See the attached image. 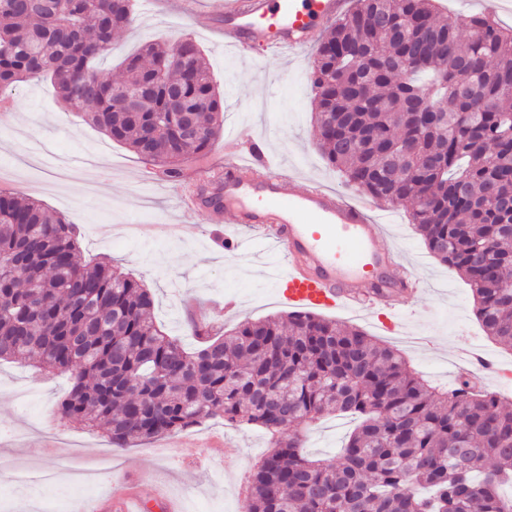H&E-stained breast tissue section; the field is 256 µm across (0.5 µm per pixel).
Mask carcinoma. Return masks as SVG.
I'll return each instance as SVG.
<instances>
[{"mask_svg": "<svg viewBox=\"0 0 512 512\" xmlns=\"http://www.w3.org/2000/svg\"><path fill=\"white\" fill-rule=\"evenodd\" d=\"M131 0H0V92L49 78L66 107L170 177L218 137L224 97L191 40L145 45L114 83L97 65ZM316 144L347 185L403 208L470 286L487 336L512 348V28L441 17L433 0H357L307 75ZM196 134L182 133V111ZM149 289L82 262L77 225L0 192V360L67 373L58 413L132 447L206 419L270 436L245 512H512V409L463 375L440 388L405 354L314 312L194 326L188 350L153 320ZM359 425L338 459L289 429Z\"/></svg>", "mask_w": 512, "mask_h": 512, "instance_id": "1", "label": "carcinoma"}]
</instances>
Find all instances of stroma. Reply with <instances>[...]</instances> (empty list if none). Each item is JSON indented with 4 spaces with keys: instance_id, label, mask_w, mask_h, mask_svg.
I'll return each instance as SVG.
<instances>
[{
    "instance_id": "obj_1",
    "label": "stroma",
    "mask_w": 512,
    "mask_h": 512,
    "mask_svg": "<svg viewBox=\"0 0 512 512\" xmlns=\"http://www.w3.org/2000/svg\"><path fill=\"white\" fill-rule=\"evenodd\" d=\"M221 0H158L149 12L135 14L133 23L115 34L111 54L101 63L103 75L123 77L124 59L144 44L163 40L175 44L192 38L203 50L224 96L222 136L212 151L224 149L223 138L240 134L261 140L268 156L292 174L289 190L316 179L337 190L347 185L320 156L313 138V105L306 84L314 53L293 58H241L226 46L218 31ZM10 97L14 115L0 111V188L42 201L79 227L83 258H107L143 280L153 294L157 324L187 346L192 297L209 316L216 332L246 319L284 315L289 307L276 295L263 270L270 253L240 263L226 246L225 234L237 226L209 220L203 213L181 212L176 200L178 183L196 179L210 157L188 156L178 181L158 179L141 183L134 175L147 162L100 129L65 111L55 90L44 80L18 84ZM385 224V244L400 250L422 281L419 293L403 298L400 310L382 316L380 310H335L329 319L354 325L384 343L397 332L423 336L430 345L407 351L412 367L441 386H452L460 371L454 368L456 351L465 341L483 346L498 371L486 386L512 403V351L484 332L475 314L469 285L448 272L426 249L403 209L378 205ZM235 301L238 312L224 314L225 301ZM71 389L67 375L33 366L0 361V459L51 480L16 486L0 481V512H59L70 506L80 512V484L86 472L98 483L108 478L148 476L165 482L184 512H239L235 476L249 477L267 450V439L257 428H235L223 420H206L189 431L199 445L200 460L186 465L179 457V436L159 437L132 448L114 449L102 431L87 432L75 421L56 419L55 410ZM356 421L330 416L304 426L305 449L319 459L336 458ZM223 434L229 443L224 458L209 456L207 438Z\"/></svg>"
}]
</instances>
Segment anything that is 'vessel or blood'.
Listing matches in <instances>:
<instances>
[{"label": "vessel or blood", "mask_w": 512, "mask_h": 512, "mask_svg": "<svg viewBox=\"0 0 512 512\" xmlns=\"http://www.w3.org/2000/svg\"><path fill=\"white\" fill-rule=\"evenodd\" d=\"M346 5L347 0H225L224 41L244 56L258 48L296 54L314 45ZM223 172L215 191L218 210L225 223L246 229L250 247L273 250L283 260L284 271L267 273L283 303L308 311L365 304L395 311L400 282L368 205L317 182L288 191L287 173L261 152L245 156L235 136L225 140ZM209 204L197 186L179 191L183 212ZM150 497L164 512H181L164 489L156 486L146 495L125 481L113 483L101 503L108 512H145Z\"/></svg>", "instance_id": "vessel-or-blood-1"}]
</instances>
